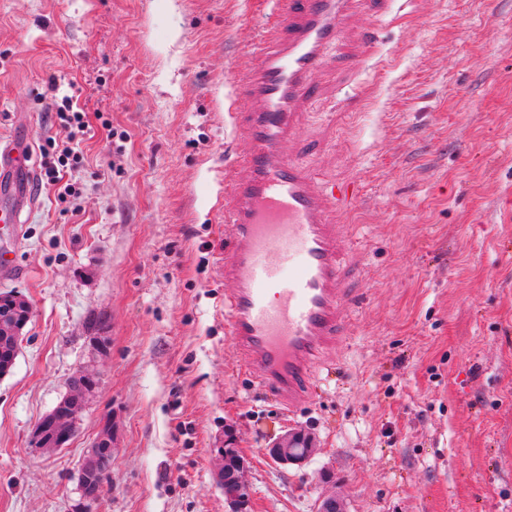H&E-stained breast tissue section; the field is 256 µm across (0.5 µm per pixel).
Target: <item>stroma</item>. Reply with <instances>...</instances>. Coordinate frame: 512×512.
I'll list each match as a JSON object with an SVG mask.
<instances>
[{"label":"stroma","instance_id":"35a3bbf8","mask_svg":"<svg viewBox=\"0 0 512 512\" xmlns=\"http://www.w3.org/2000/svg\"><path fill=\"white\" fill-rule=\"evenodd\" d=\"M272 0H0V138L66 145L92 116L77 193L43 185L0 292L32 309L0 377V512H71L104 418L96 512H226L225 429L251 512H512V0L356 11L301 127L304 157L355 187L339 221L355 291L314 398L282 410L224 325V97ZM97 376L69 445H32L78 371ZM302 426L304 467L269 443Z\"/></svg>","mask_w":512,"mask_h":512}]
</instances>
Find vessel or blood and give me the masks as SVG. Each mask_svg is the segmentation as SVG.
<instances>
[{
    "mask_svg": "<svg viewBox=\"0 0 512 512\" xmlns=\"http://www.w3.org/2000/svg\"><path fill=\"white\" fill-rule=\"evenodd\" d=\"M357 2L275 0V21L252 47L254 67L227 94L246 147L224 168V323L253 384L291 408L307 399L318 359L340 347L349 322L352 269L336 216L356 191L307 167L298 122ZM0 180L20 201L0 223L19 226L39 174L18 141L0 143Z\"/></svg>",
    "mask_w": 512,
    "mask_h": 512,
    "instance_id": "vessel-or-blood-1",
    "label": "vessel or blood"
}]
</instances>
